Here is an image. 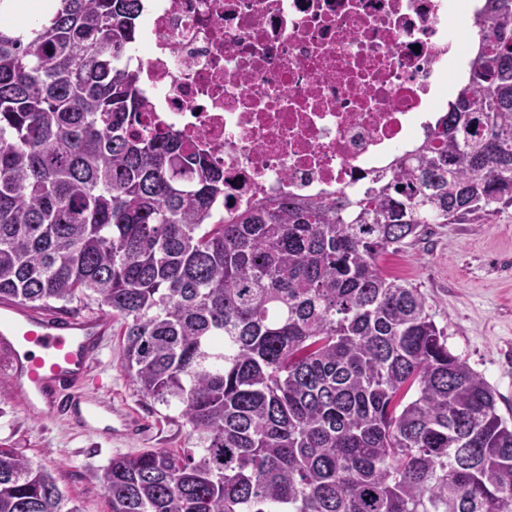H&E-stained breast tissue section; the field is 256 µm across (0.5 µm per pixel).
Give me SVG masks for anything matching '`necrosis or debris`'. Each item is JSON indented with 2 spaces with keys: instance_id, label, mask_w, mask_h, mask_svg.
I'll list each match as a JSON object with an SVG mask.
<instances>
[{
  "instance_id": "1",
  "label": "necrosis or debris",
  "mask_w": 512,
  "mask_h": 512,
  "mask_svg": "<svg viewBox=\"0 0 512 512\" xmlns=\"http://www.w3.org/2000/svg\"><path fill=\"white\" fill-rule=\"evenodd\" d=\"M480 0H148L149 108L223 166L224 209L363 189L424 140Z\"/></svg>"
}]
</instances>
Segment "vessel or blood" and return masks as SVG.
<instances>
[{
  "mask_svg": "<svg viewBox=\"0 0 512 512\" xmlns=\"http://www.w3.org/2000/svg\"><path fill=\"white\" fill-rule=\"evenodd\" d=\"M109 319L63 318L20 303L0 304V352L11 393L33 416L91 431L111 412L85 392Z\"/></svg>",
  "mask_w": 512,
  "mask_h": 512,
  "instance_id": "obj_1",
  "label": "vessel or blood"
}]
</instances>
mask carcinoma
Wrapping results in <instances>:
<instances>
[{"label": "carcinoma", "mask_w": 512, "mask_h": 512, "mask_svg": "<svg viewBox=\"0 0 512 512\" xmlns=\"http://www.w3.org/2000/svg\"><path fill=\"white\" fill-rule=\"evenodd\" d=\"M142 0L0 18V299L120 322L123 371L192 447L117 454L112 512H512V424L379 256L512 207V0L467 81L361 191L219 213L224 169L141 127ZM0 512H81L0 446Z\"/></svg>", "instance_id": "obj_1"}]
</instances>
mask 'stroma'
I'll list each match as a JSON object with an SVG mask.
<instances>
[{
    "label": "stroma",
    "mask_w": 512,
    "mask_h": 512,
    "mask_svg": "<svg viewBox=\"0 0 512 512\" xmlns=\"http://www.w3.org/2000/svg\"><path fill=\"white\" fill-rule=\"evenodd\" d=\"M380 265L428 296L449 349L486 377L497 392L499 414L512 419V208L474 224L432 225L423 240L383 254ZM121 359V340L111 336L94 362L106 383L95 395L111 404L113 415L137 416L139 431L125 438L32 417L11 396L0 370V445L50 470L82 512H111L96 474L112 456L155 448L178 452L193 443L190 425L140 395Z\"/></svg>",
    "instance_id": "stroma-1"
}]
</instances>
